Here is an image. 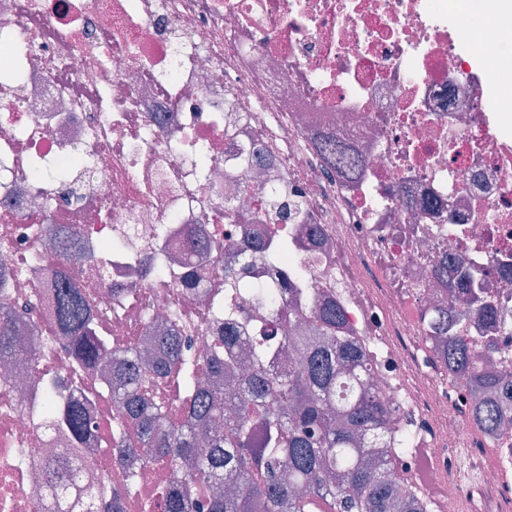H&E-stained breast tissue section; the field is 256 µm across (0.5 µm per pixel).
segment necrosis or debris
Masks as SVG:
<instances>
[{
	"label": "necrosis or debris",
	"instance_id": "obj_1",
	"mask_svg": "<svg viewBox=\"0 0 512 512\" xmlns=\"http://www.w3.org/2000/svg\"><path fill=\"white\" fill-rule=\"evenodd\" d=\"M508 19L512 0H0V44L23 47L16 73L0 71V314L52 288L70 224L96 257L70 272L98 323L143 350L177 328L204 353L217 322L171 262L202 232L244 281L276 288L301 273L312 294L340 296L392 426L421 414L447 461L467 436L458 397L415 357L440 260L463 262L498 311L460 335L512 372V101L486 69L512 42ZM326 135L363 159L359 177L314 180ZM281 222L288 250L243 267L237 225ZM370 255L378 288L358 274ZM133 292L135 311L119 309ZM224 303L245 313V339L297 323L241 290ZM48 317L40 304L14 344L50 379L0 365V512H40L50 496L33 464L64 445L46 414L69 395L58 378L90 395L93 421L91 470L67 512H98L116 492L131 504L124 468L103 454L115 408L93 394L101 375L73 363ZM511 477L512 456L456 471L440 512H512Z\"/></svg>",
	"mask_w": 512,
	"mask_h": 512
}]
</instances>
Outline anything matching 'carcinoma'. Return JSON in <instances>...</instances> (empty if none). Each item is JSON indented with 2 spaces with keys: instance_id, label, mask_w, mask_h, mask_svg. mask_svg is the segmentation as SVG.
Segmentation results:
<instances>
[{
  "instance_id": "1",
  "label": "carcinoma",
  "mask_w": 512,
  "mask_h": 512,
  "mask_svg": "<svg viewBox=\"0 0 512 512\" xmlns=\"http://www.w3.org/2000/svg\"><path fill=\"white\" fill-rule=\"evenodd\" d=\"M330 159L353 173L360 162L327 140ZM250 224H242L237 246L248 258L263 246ZM56 261L59 279L50 292L53 330L62 347L88 367L105 366L111 377L98 393L119 401L112 423V458L124 465L128 480L138 479L148 464L179 471L182 478L166 486L158 512H429L424 499L401 489L394 478L412 436L391 427V409L372 382L362 339L347 324L340 298L301 299L292 286L281 308L306 315L313 335L279 336L272 329L242 342L229 321L208 337L200 356L171 334L154 338L147 366L132 344L113 346L112 336L97 324L89 300L68 274L82 258L72 225L61 228ZM448 283L450 299L465 308L441 304L421 312L423 340L435 368L448 373L466 396L461 411L488 440L512 433V372L488 368L468 341L449 331L448 317H475L492 322L493 305L473 288L465 273ZM182 281L206 282L216 290V271L186 263ZM27 307L0 316V359L15 355L14 329ZM288 365H268L272 346ZM234 379L222 389L208 379ZM157 382L174 383L176 397L159 398ZM54 424L63 428L69 447L39 460L36 468L47 487L62 491L87 468L80 444L92 419L86 396L71 397L58 411L47 406Z\"/></svg>"
}]
</instances>
